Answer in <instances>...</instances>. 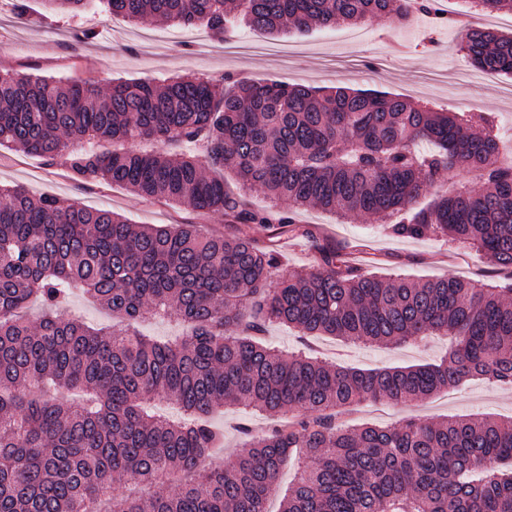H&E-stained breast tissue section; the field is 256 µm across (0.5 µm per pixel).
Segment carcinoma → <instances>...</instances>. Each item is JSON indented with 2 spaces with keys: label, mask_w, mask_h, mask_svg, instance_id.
Listing matches in <instances>:
<instances>
[{
  "label": "carcinoma",
  "mask_w": 512,
  "mask_h": 512,
  "mask_svg": "<svg viewBox=\"0 0 512 512\" xmlns=\"http://www.w3.org/2000/svg\"><path fill=\"white\" fill-rule=\"evenodd\" d=\"M482 14H512V0H476ZM78 15L91 0H42ZM133 22L203 25L224 40L239 24L267 33L315 24L395 27L438 0H103ZM470 63L512 77V34L471 28ZM229 88L191 76L163 84L89 80L62 88L0 71V148L67 169L84 186H120L218 215L226 224H293L308 207L370 215L399 236L446 237L512 269V164L494 118L435 110L389 93L311 89L227 76ZM154 139L147 153L123 144ZM433 144L420 152L419 141ZM115 147L96 151L88 144ZM200 143L203 159L177 150ZM286 207H247L224 185ZM465 170L479 188L414 200L443 173ZM126 321L111 331L58 317L69 290ZM45 314L23 315L31 298ZM190 332L174 343L140 334L151 315ZM303 336L359 343L450 339L448 355L416 367L356 369L284 354L261 338L270 323ZM512 386V284L412 279L364 271L322 255L306 272L280 269L274 251L243 233L194 224L137 225L118 213L62 205L0 186V512H268L282 469L304 464L280 512H512V420L450 417L349 425L336 409L408 403L472 378ZM77 393L60 401L57 389ZM162 398L188 415H152ZM244 405L279 418L225 466L208 459L221 435L209 416ZM158 486L150 498L116 482Z\"/></svg>",
  "instance_id": "obj_1"
}]
</instances>
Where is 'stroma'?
Instances as JSON below:
<instances>
[{
  "label": "stroma",
  "mask_w": 512,
  "mask_h": 512,
  "mask_svg": "<svg viewBox=\"0 0 512 512\" xmlns=\"http://www.w3.org/2000/svg\"><path fill=\"white\" fill-rule=\"evenodd\" d=\"M10 11L0 27V70L21 71L67 82L91 79L103 87L123 80L163 81L179 74L215 84L225 76L241 75L256 81L284 79L313 87L342 86L359 90L394 92L436 107L454 109L472 105L494 116L503 140L512 141V98L501 90L507 77L498 75L474 83L471 64L458 46V27L436 28L426 19L405 28L380 21L367 25L365 41L352 43L341 27H315L281 37L240 28L232 42L257 41L267 53L236 56L228 43L203 27H181L156 21L135 23L104 12L93 4L76 16L47 11L41 0H27L25 15ZM92 28L95 39L79 40ZM0 184L20 186L31 194H47L61 202L120 213L135 224L176 226L195 224L202 230L224 233L220 217H203L179 205L146 199L119 186L83 188L60 167L45 166L37 158L15 151L0 154ZM247 233L261 246L276 248L288 270H307L328 248L358 266L387 275L411 278L455 276L484 283L512 278L473 255L467 245L444 238L414 239L393 234L374 217L337 220L335 215L309 208L299 212L289 229L276 224H251ZM309 347L329 362L357 369L424 365L444 356L448 340L431 337L421 346L349 343L332 336L310 338ZM512 419V388L482 380L466 382L431 397L406 404L363 403L351 408V423L391 426L416 418L436 421L448 416H484ZM270 417L243 406H227L214 414L211 424L221 433L213 464H229L248 435L259 434Z\"/></svg>",
  "instance_id": "1"
}]
</instances>
